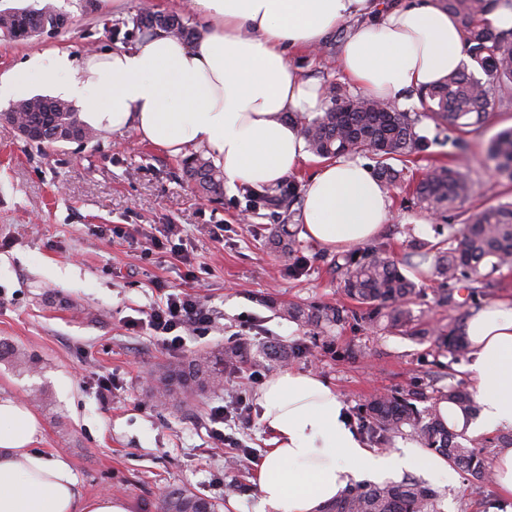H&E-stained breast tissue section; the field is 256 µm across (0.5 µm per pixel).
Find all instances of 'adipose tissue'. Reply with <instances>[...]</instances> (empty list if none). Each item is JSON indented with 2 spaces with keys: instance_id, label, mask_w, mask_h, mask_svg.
<instances>
[{
  "instance_id": "ef3b65f1",
  "label": "adipose tissue",
  "mask_w": 512,
  "mask_h": 512,
  "mask_svg": "<svg viewBox=\"0 0 512 512\" xmlns=\"http://www.w3.org/2000/svg\"><path fill=\"white\" fill-rule=\"evenodd\" d=\"M205 30L187 42L162 31L134 46L79 60L56 54L52 85L77 99L81 119L105 134L133 131L171 156L203 149L227 182L272 187L307 158L286 113L323 111L321 87L288 64L339 29V62L365 93L400 107L459 68L465 43L437 0H192ZM303 236L342 251L380 234L388 197L360 159L323 160L303 194ZM474 358L483 430L512 427V299L462 321ZM268 448L254 473L256 512H321L355 480L381 483L422 468L440 479L445 458L413 444L369 447L335 388L312 372L284 371L259 389ZM39 425L21 401L0 398V512H130L120 497L85 498L70 463L34 448Z\"/></svg>"
}]
</instances>
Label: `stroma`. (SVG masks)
Listing matches in <instances>:
<instances>
[{
	"label": "stroma",
	"mask_w": 512,
	"mask_h": 512,
	"mask_svg": "<svg viewBox=\"0 0 512 512\" xmlns=\"http://www.w3.org/2000/svg\"><path fill=\"white\" fill-rule=\"evenodd\" d=\"M53 4L66 13L64 29L18 41L0 34V85L17 81L26 96L50 95L54 52L70 57L133 45L138 32L121 26L149 9L186 13L185 0H0V9ZM42 56L43 72L23 74ZM288 63L305 77L345 86L337 45L292 53ZM512 127V111L491 112L470 136L476 182L471 205L493 201L497 183L484 162L489 140ZM388 222L379 240L402 258L410 236L432 240L442 219L414 206L402 187L389 191ZM280 214L255 207L252 189L225 185L222 196L201 198L172 157L130 131L86 141L37 145L0 118V397L28 401L40 425L37 447L70 460L86 495L112 488L131 512H161L165 493L187 489L222 502L221 512H255L254 469L231 464V448L209 436L208 414L245 394L247 422H224V434L265 455L269 438L256 404L259 381L247 364L262 347L293 351L289 367L315 372L341 396L354 428L373 394L418 387L424 394L450 384L471 385V356L451 359L431 340L393 336L349 321L316 336L279 312L288 304L329 303L355 309L327 264L333 252L302 239L307 264L295 273L270 235ZM175 225L167 233V225ZM200 298L213 316L203 335L169 352L156 341L148 313L163 291ZM243 343L244 367L223 369L216 383L190 387L186 399L160 404L153 387L169 380L172 364ZM26 349L32 369L16 368L9 350ZM112 381L108 403L97 395ZM435 488L438 512H512L492 480L456 470Z\"/></svg>",
	"instance_id": "obj_1"
}]
</instances>
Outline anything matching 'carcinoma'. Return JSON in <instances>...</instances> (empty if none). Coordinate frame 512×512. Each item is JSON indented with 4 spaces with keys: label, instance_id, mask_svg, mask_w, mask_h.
<instances>
[{
    "label": "carcinoma",
    "instance_id": "cac0c4a2",
    "mask_svg": "<svg viewBox=\"0 0 512 512\" xmlns=\"http://www.w3.org/2000/svg\"><path fill=\"white\" fill-rule=\"evenodd\" d=\"M500 0H439V5L459 21L468 61L440 84L419 93L422 112H403L394 102L362 92L351 93L334 82L322 84L324 112L312 117L294 113L306 149L319 158L370 155L375 174L389 190L404 183V170L391 161L406 165L435 145L448 146L453 165H433L416 181L412 191L416 205L429 215L448 214V238L438 242L413 237L409 251L398 261L382 246L357 248L336 258L331 269L340 279L344 294L365 308L362 319L389 333L407 337H431L448 354L460 356L467 349L460 333V318L432 325L412 305L421 293L419 285L399 269L430 264L432 280L441 285L439 301L450 309L459 308L494 293L495 274L512 268V201H498L476 209L463 203L474 193L470 170L465 161L466 136L483 129L495 106L512 105V30L499 31L487 20ZM13 24L28 27L62 28L66 15L53 5L39 9L19 8ZM348 111H336V104ZM13 111L26 112L28 122L41 126L54 121L73 128V139L89 134L72 104L53 97L33 96L12 104ZM434 122L437 132L426 135L422 119ZM487 161L500 179L512 183V128L496 135L489 144ZM185 176L205 196H218L224 190V174L211 160L193 154L183 162ZM258 202L284 210L293 217L297 194L293 184L279 195L271 190L255 194ZM276 247L285 257L296 251L295 236L283 227L272 232ZM283 315L303 328L327 335L348 319L346 309L322 304H290ZM415 392L378 393L365 405L367 431L383 443L389 435L410 428L423 444L453 465L484 478V460L475 440L466 435L476 411L471 392L459 385L436 391L432 405L422 412L414 409ZM220 502L189 490L171 491L162 500V512H219ZM330 512H437V495L430 488L412 481L397 485L349 487Z\"/></svg>",
    "mask_w": 512,
    "mask_h": 512
}]
</instances>
